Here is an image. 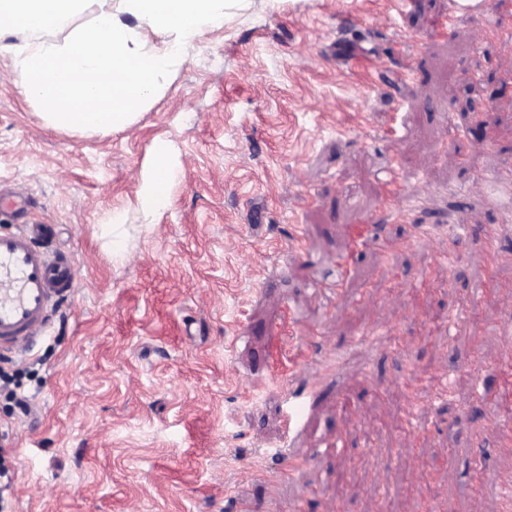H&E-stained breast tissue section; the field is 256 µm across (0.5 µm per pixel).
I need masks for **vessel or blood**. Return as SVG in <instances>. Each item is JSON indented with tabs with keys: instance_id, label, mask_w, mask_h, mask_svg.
I'll return each instance as SVG.
<instances>
[{
	"instance_id": "obj_1",
	"label": "vessel or blood",
	"mask_w": 512,
	"mask_h": 512,
	"mask_svg": "<svg viewBox=\"0 0 512 512\" xmlns=\"http://www.w3.org/2000/svg\"><path fill=\"white\" fill-rule=\"evenodd\" d=\"M483 200L512 221V173L505 171L479 179ZM459 224H419L416 240L433 244L441 259L450 253L445 240L459 236ZM76 274L68 256L50 252L39 228L0 232V351L27 352L34 337L46 335L49 311L75 291Z\"/></svg>"
}]
</instances>
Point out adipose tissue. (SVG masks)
<instances>
[{
    "mask_svg": "<svg viewBox=\"0 0 512 512\" xmlns=\"http://www.w3.org/2000/svg\"><path fill=\"white\" fill-rule=\"evenodd\" d=\"M232 0H0V53L11 54L21 95L38 105L53 127L84 132L130 128L159 91L171 67L191 64L189 43L224 21ZM90 14V26L75 17ZM164 33L148 45L142 28ZM67 29L64 39L55 33ZM17 32L36 35L16 45ZM168 144L154 149L143 176L142 203L164 202L171 183Z\"/></svg>",
    "mask_w": 512,
    "mask_h": 512,
    "instance_id": "ef3b65f1",
    "label": "adipose tissue"
}]
</instances>
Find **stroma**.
Segmentation results:
<instances>
[{"label": "stroma", "mask_w": 512, "mask_h": 512, "mask_svg": "<svg viewBox=\"0 0 512 512\" xmlns=\"http://www.w3.org/2000/svg\"><path fill=\"white\" fill-rule=\"evenodd\" d=\"M447 14L448 0H239L118 132L50 126L0 55V185L28 194L29 223L52 225L77 276L16 360L30 414L0 398L7 512H231L238 495L255 512H500L512 231L501 259L471 233L444 265L377 179L392 164L403 195L447 189L422 224L504 221L466 192L512 169V0L437 34ZM378 54L413 82L374 75ZM160 142L173 176L147 209Z\"/></svg>", "instance_id": "35a3bbf8"}]
</instances>
